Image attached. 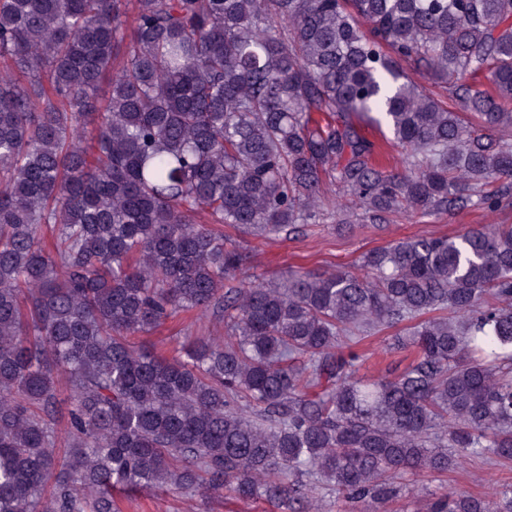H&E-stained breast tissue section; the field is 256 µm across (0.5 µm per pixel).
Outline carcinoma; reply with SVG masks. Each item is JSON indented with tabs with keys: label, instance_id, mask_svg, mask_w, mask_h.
<instances>
[{
	"label": "carcinoma",
	"instance_id": "1",
	"mask_svg": "<svg viewBox=\"0 0 512 512\" xmlns=\"http://www.w3.org/2000/svg\"><path fill=\"white\" fill-rule=\"evenodd\" d=\"M510 103L512 0H0V512L168 486L318 512L320 485L380 512L512 459V224L282 282L238 281L219 230L495 211ZM211 308L224 337L178 356L132 340ZM390 329L408 364L358 376ZM426 512H512V484ZM399 481L405 486L389 512H425L417 511L419 504L416 497L421 489L430 492H466L492 498L503 484H512V460L477 459L466 471H451L444 476L418 472Z\"/></svg>",
	"mask_w": 512,
	"mask_h": 512
}]
</instances>
